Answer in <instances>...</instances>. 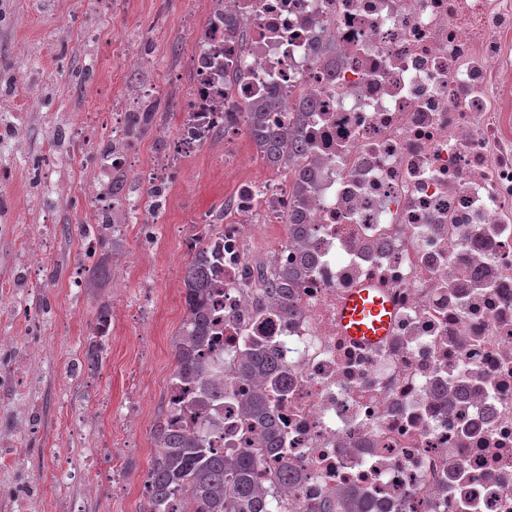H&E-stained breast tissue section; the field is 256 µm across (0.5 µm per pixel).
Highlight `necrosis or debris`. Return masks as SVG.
Instances as JSON below:
<instances>
[{
    "instance_id": "1",
    "label": "necrosis or debris",
    "mask_w": 512,
    "mask_h": 512,
    "mask_svg": "<svg viewBox=\"0 0 512 512\" xmlns=\"http://www.w3.org/2000/svg\"><path fill=\"white\" fill-rule=\"evenodd\" d=\"M190 43L181 120L144 176L142 250L171 174L215 131L233 144L251 98L307 103L310 172L299 189L287 169L241 180L218 219L186 225L187 255L210 262L205 357L224 390L170 380L163 420L252 449L272 487L288 466L275 512H338L352 492L371 512H512V0H209ZM142 104L119 101L109 148L75 146L74 162L125 164ZM285 265L301 270L290 313L259 287ZM365 281L396 307L374 347L337 326ZM256 343L282 364L273 452L244 409Z\"/></svg>"
}]
</instances>
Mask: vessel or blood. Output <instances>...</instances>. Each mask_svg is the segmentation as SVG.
I'll return each mask as SVG.
<instances>
[{"label": "vessel or blood", "instance_id": "b4317fda", "mask_svg": "<svg viewBox=\"0 0 512 512\" xmlns=\"http://www.w3.org/2000/svg\"><path fill=\"white\" fill-rule=\"evenodd\" d=\"M394 320L393 305L381 289L365 283L348 291L339 314L345 336L371 346L388 336Z\"/></svg>", "mask_w": 512, "mask_h": 512}]
</instances>
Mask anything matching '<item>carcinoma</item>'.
Wrapping results in <instances>:
<instances>
[{"label":"carcinoma","instance_id":"carcinoma-1","mask_svg":"<svg viewBox=\"0 0 512 512\" xmlns=\"http://www.w3.org/2000/svg\"><path fill=\"white\" fill-rule=\"evenodd\" d=\"M276 109L296 111L295 106L270 92L264 99L249 103L244 112L246 133L271 168L286 167L304 152L300 119L275 125L270 122V112ZM206 266V252L202 250L182 279L188 329L175 342L173 373L185 381L203 374L199 350L214 339L216 321L210 310ZM297 277V271L286 267L263 276L266 293L276 297L285 311L291 306L288 290ZM280 368L275 354L257 345L246 353L242 373L249 380H268ZM248 407L262 441L274 448L278 423L267 391H255L248 398ZM155 439L157 453L145 481L151 493L147 512H272L276 494L259 480L260 462L253 452L243 451L228 459L220 449L208 447L205 436L163 424Z\"/></svg>","mask_w":512,"mask_h":512}]
</instances>
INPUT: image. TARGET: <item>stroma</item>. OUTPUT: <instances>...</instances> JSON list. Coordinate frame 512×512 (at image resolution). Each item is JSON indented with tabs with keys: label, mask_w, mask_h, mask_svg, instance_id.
<instances>
[{
	"label": "stroma",
	"mask_w": 512,
	"mask_h": 512,
	"mask_svg": "<svg viewBox=\"0 0 512 512\" xmlns=\"http://www.w3.org/2000/svg\"><path fill=\"white\" fill-rule=\"evenodd\" d=\"M207 12V0H0V139L18 134L25 144L24 155L0 153V454L10 457L0 483L13 487L0 512H143L159 396L185 317L181 227L223 213L238 180L261 173L249 138L228 147L216 136L172 180L156 248L140 255V172L156 149L143 133L135 165L109 172L124 200L103 208L126 227L110 275L77 289L74 278L99 259L78 233L91 217L92 178L71 151L99 142L113 103L137 89L152 92L163 135L173 133L181 102L169 83L189 49L188 18ZM143 53L146 70L134 64ZM45 228L49 263L20 262ZM145 281L151 291L141 298L114 290ZM105 309L116 324L94 365L85 353ZM132 391L143 414L122 433L116 418ZM116 437L123 447L108 454Z\"/></svg>",
	"instance_id": "1"
}]
</instances>
